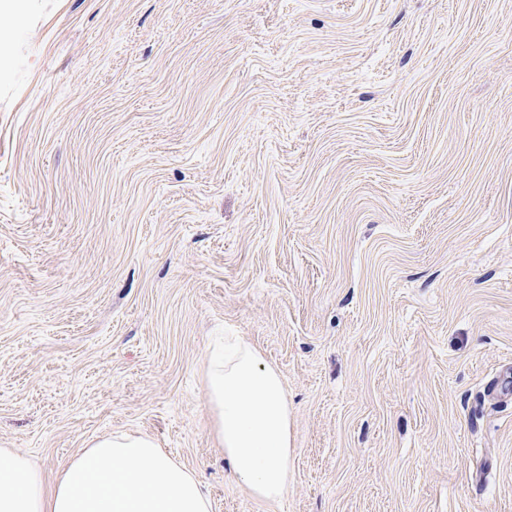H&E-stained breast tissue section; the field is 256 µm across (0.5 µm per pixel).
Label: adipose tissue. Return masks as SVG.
Instances as JSON below:
<instances>
[{
  "mask_svg": "<svg viewBox=\"0 0 512 512\" xmlns=\"http://www.w3.org/2000/svg\"><path fill=\"white\" fill-rule=\"evenodd\" d=\"M208 386L228 466L255 498L281 500L292 456L281 373L235 341L214 356ZM0 512H211V501L151 437L112 434L75 455L50 487L29 458L0 448Z\"/></svg>",
  "mask_w": 512,
  "mask_h": 512,
  "instance_id": "obj_1",
  "label": "adipose tissue"
}]
</instances>
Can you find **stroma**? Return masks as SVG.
I'll list each match as a JSON object with an SVG mask.
<instances>
[{
  "label": "stroma",
  "instance_id": "35a3bbf8",
  "mask_svg": "<svg viewBox=\"0 0 512 512\" xmlns=\"http://www.w3.org/2000/svg\"><path fill=\"white\" fill-rule=\"evenodd\" d=\"M0 31V448L154 438L212 512H512V0H25ZM282 374L253 498L217 337ZM209 404L216 416L224 460L260 500L288 492L292 432L281 373L243 342H228L208 373Z\"/></svg>",
  "mask_w": 512,
  "mask_h": 512
}]
</instances>
